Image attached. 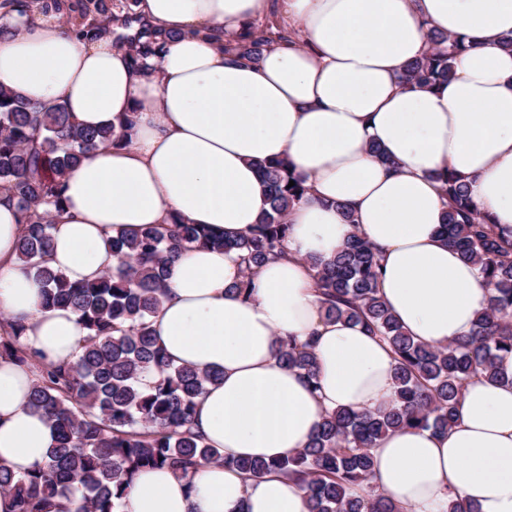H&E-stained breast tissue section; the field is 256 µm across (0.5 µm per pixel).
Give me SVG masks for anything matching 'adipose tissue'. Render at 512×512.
Masks as SVG:
<instances>
[{"label": "adipose tissue", "mask_w": 512, "mask_h": 512, "mask_svg": "<svg viewBox=\"0 0 512 512\" xmlns=\"http://www.w3.org/2000/svg\"><path fill=\"white\" fill-rule=\"evenodd\" d=\"M142 24L168 36L150 67L111 31L91 42L33 0L27 14L0 7V87L41 105L62 104L75 125L105 128L137 115L129 146L85 154L63 178L48 265L70 281L112 271V238L179 216L216 233L248 234L265 206L260 164L285 158L307 193L288 212L287 253L262 265L253 297L236 296V252L195 247L172 263L153 325L176 365L220 373L197 399L195 422L226 461L192 480L141 472L121 512H309L304 491L276 474L249 479L243 457L283 458L304 448L325 411L357 412L393 394L394 357L361 325L326 316L310 259L335 257L348 236L381 256L379 294L417 340L441 346L467 336L491 289L440 234L435 175L450 168L472 198L512 227V0H136ZM279 11L304 43L268 46L258 61L225 49L227 35ZM464 36L436 92L403 87L427 48L425 30ZM390 157L382 164L369 151ZM350 208L353 222L342 210ZM22 233L0 194V313L24 318L23 343L43 362L75 360L87 334L68 308L38 307L43 284L17 258ZM311 341L320 382L278 360L276 339ZM499 379L463 388L444 432L403 429L376 441L373 482L405 512H512V353ZM31 367L0 359V461L23 474L54 442L29 403Z\"/></svg>", "instance_id": "obj_1"}]
</instances>
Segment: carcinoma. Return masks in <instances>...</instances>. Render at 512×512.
Segmentation results:
<instances>
[{
	"mask_svg": "<svg viewBox=\"0 0 512 512\" xmlns=\"http://www.w3.org/2000/svg\"><path fill=\"white\" fill-rule=\"evenodd\" d=\"M77 10L78 36L96 38L109 18L105 0H77ZM156 35L144 27L134 37L136 63L160 57ZM426 37L429 47L407 65L405 83L436 91L448 82L468 45L464 37L432 28ZM284 39L280 31L251 24L233 39L230 50L257 60L266 47ZM133 125L134 116L127 115L120 134L110 128L78 129L63 106L45 108L0 88V192L15 199L19 208L24 226L19 260L36 269L43 282L40 307L70 308L87 329L74 362L40 368L22 342L25 321L0 324V357L39 368L29 403L55 431L43 467L17 475L0 463V495L11 499L13 512H118L125 491L143 468L166 467L188 480L200 466L222 462L253 479L278 472L296 481L309 512H404L371 483L370 449L397 429L450 428L464 385L479 374L494 375L500 355L512 353V230L481 212L467 184L451 169L437 174L448 244L492 286L470 334L445 346L415 340L394 318L379 296L380 254L360 237H350L333 260L311 262L327 316L361 325L394 355L393 396L372 412H326L309 444L289 457L226 460L195 425L196 399L218 375L173 364L157 343L153 318L168 295V266L191 247L234 249L246 267L236 292L250 299L254 270L286 253L288 210L306 187L288 159L264 163L268 208L249 234L226 241L174 217L168 224L112 240L117 272L72 283L46 262L52 211L63 204L62 178L82 155L121 142ZM277 357L286 367L302 371L311 390L319 389L311 343L283 337ZM149 372L156 381L143 390L139 377Z\"/></svg>",
	"mask_w": 512,
	"mask_h": 512,
	"instance_id": "carcinoma-1",
	"label": "carcinoma"
}]
</instances>
